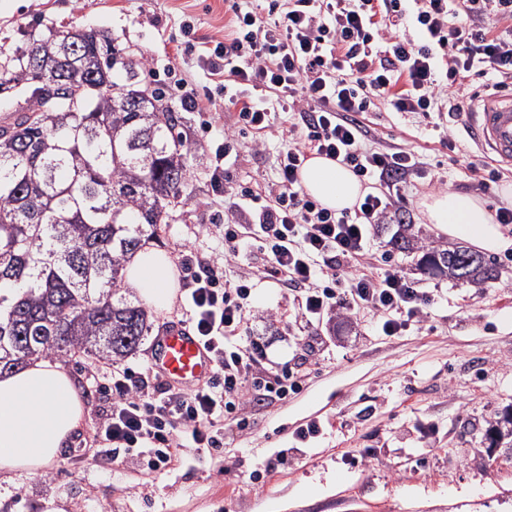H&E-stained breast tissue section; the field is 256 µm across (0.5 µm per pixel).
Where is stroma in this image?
Instances as JSON below:
<instances>
[{
  "instance_id": "stroma-1",
  "label": "stroma",
  "mask_w": 512,
  "mask_h": 512,
  "mask_svg": "<svg viewBox=\"0 0 512 512\" xmlns=\"http://www.w3.org/2000/svg\"><path fill=\"white\" fill-rule=\"evenodd\" d=\"M227 21L224 0H0V63L54 31L103 30L145 62L143 86L164 90L172 111L183 113L191 194L171 205L155 244L176 262L188 245L224 259L216 219L224 199L213 192L211 173L226 112L184 111L174 84L189 76L219 94L194 51L180 53L176 42L202 46L223 36ZM186 24L192 34L183 33ZM358 119L369 146L410 145L449 190L474 194L491 214L512 207V178L474 190L469 165L486 154L467 125L456 124L452 150L423 115L393 111L383 100ZM279 151L274 139L260 154L239 139L224 162L226 181L276 178ZM433 193L426 180L408 178L401 212L419 238L442 242L421 206ZM398 230L377 228L361 265L376 272L394 259L434 294L421 330L378 335L368 312L336 333L325 323L307 327L295 292L256 283L252 334L266 346L265 365L302 374V390L253 401L245 430L225 421L223 451L187 448L158 472L92 463L104 400L89 377L112 364L74 357L65 366L87 399L83 427L42 473L12 478L0 512H45L51 498L63 512H512V447L492 448L485 439L490 422L512 409V247L491 253L499 277L476 288L421 273V252L391 250ZM310 420L320 422V434L297 440Z\"/></svg>"
}]
</instances>
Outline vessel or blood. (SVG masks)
Instances as JSON below:
<instances>
[{
	"instance_id": "b4317fda",
	"label": "vessel or blood",
	"mask_w": 512,
	"mask_h": 512,
	"mask_svg": "<svg viewBox=\"0 0 512 512\" xmlns=\"http://www.w3.org/2000/svg\"><path fill=\"white\" fill-rule=\"evenodd\" d=\"M475 142L494 162L512 166V97L489 96L468 115ZM151 364L169 384L190 391L212 374L213 363L196 333L169 324L155 340Z\"/></svg>"
}]
</instances>
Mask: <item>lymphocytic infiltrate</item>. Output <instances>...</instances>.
<instances>
[{
  "instance_id": "obj_1",
  "label": "lymphocytic infiltrate",
  "mask_w": 512,
  "mask_h": 512,
  "mask_svg": "<svg viewBox=\"0 0 512 512\" xmlns=\"http://www.w3.org/2000/svg\"><path fill=\"white\" fill-rule=\"evenodd\" d=\"M230 25L222 42L201 54L223 80L236 117L224 127L222 163L241 131L262 152L281 137L276 180L227 186L223 194L224 262L197 251L180 262L184 323L201 336L212 377L192 392L163 381L152 368L113 367L92 378L110 396L101 424L100 463L158 471L188 447L224 448L219 424L238 415L254 391L286 398L302 382L290 368L263 366L252 338L248 280L228 285L224 265L259 253L257 277L293 287L306 324L325 317L355 321L372 311L374 330L395 336L420 327L435 297L395 263L383 272L353 269L368 255L372 233L399 223V178L422 176L414 149L367 147L357 115L373 99L394 111L460 117L478 95L472 77L512 88V0H269L266 15L247 0H224ZM297 115L287 132L276 110ZM323 156L370 185L353 209L336 212L305 192L301 164Z\"/></svg>"
}]
</instances>
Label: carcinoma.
Listing matches in <instances>:
<instances>
[{"mask_svg": "<svg viewBox=\"0 0 512 512\" xmlns=\"http://www.w3.org/2000/svg\"><path fill=\"white\" fill-rule=\"evenodd\" d=\"M139 62L94 30L55 32L21 47L0 70L44 105L64 86L76 106L23 114L0 128V374L34 357L115 361L150 324L122 296L123 271L158 237L172 203L191 194L183 117L165 92L112 73ZM396 250H423L402 225ZM421 269L480 287L497 266L461 246L424 250Z\"/></svg>", "mask_w": 512, "mask_h": 512, "instance_id": "1", "label": "carcinoma"}]
</instances>
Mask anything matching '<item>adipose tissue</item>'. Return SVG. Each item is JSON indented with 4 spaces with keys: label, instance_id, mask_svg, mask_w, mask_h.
<instances>
[{
    "label": "adipose tissue",
    "instance_id": "obj_1",
    "mask_svg": "<svg viewBox=\"0 0 512 512\" xmlns=\"http://www.w3.org/2000/svg\"><path fill=\"white\" fill-rule=\"evenodd\" d=\"M301 178L308 192L327 207H352L362 195L360 182L335 161L311 158ZM427 221L449 237L487 251L512 247L479 200L448 191L424 200ZM125 284L146 304L169 310L177 290L174 264L157 249L138 251L127 264ZM85 406L73 376L61 363L33 359L0 377V475L37 473L51 464L81 429Z\"/></svg>",
    "mask_w": 512,
    "mask_h": 512
}]
</instances>
